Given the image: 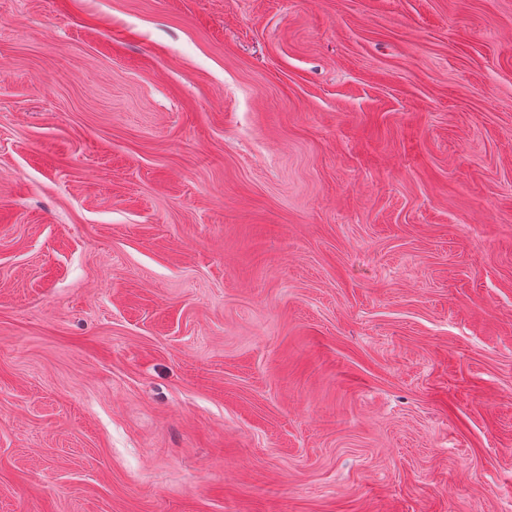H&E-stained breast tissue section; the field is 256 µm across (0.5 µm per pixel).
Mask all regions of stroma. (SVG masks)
I'll return each mask as SVG.
<instances>
[{"mask_svg": "<svg viewBox=\"0 0 512 512\" xmlns=\"http://www.w3.org/2000/svg\"><path fill=\"white\" fill-rule=\"evenodd\" d=\"M0 512H512V0H0Z\"/></svg>", "mask_w": 512, "mask_h": 512, "instance_id": "stroma-1", "label": "stroma"}]
</instances>
